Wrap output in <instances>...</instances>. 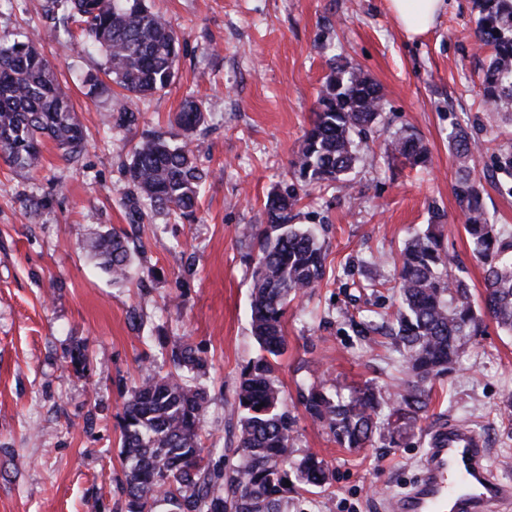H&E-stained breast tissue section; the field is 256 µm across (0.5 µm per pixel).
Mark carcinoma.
<instances>
[{
	"label": "carcinoma",
	"mask_w": 512,
	"mask_h": 512,
	"mask_svg": "<svg viewBox=\"0 0 512 512\" xmlns=\"http://www.w3.org/2000/svg\"><path fill=\"white\" fill-rule=\"evenodd\" d=\"M475 36L491 50L483 70L484 105L512 121V0H475ZM66 21L77 24L84 41L105 57L104 69L87 72L82 84L93 90L108 78L130 102L165 91L176 76L178 36L154 13L148 0H66ZM37 36L25 32L0 41V156L20 171L36 169L42 140L69 160L84 148L85 131L69 95L39 52ZM384 93L362 69L345 59L333 62L319 90L311 127L292 162L296 180L327 189L343 181L359 160L362 142L383 112ZM205 122L196 99L185 100L171 125L190 133ZM458 170L453 193L466 217L472 252L483 264L482 306L476 307L444 245L443 215L433 212L425 231L401 249L394 280H372L370 288H392L399 306L394 335L402 347L407 377L393 391L369 383L346 388L313 384L301 395L304 411L322 423L344 448L396 443L413 429L431 402L429 383L450 371L489 319L512 335V232L493 224L473 175L482 144L458 125L448 137ZM200 144L175 133L145 136L133 148L127 176L140 200L182 219L195 217L210 171L198 163ZM394 159L425 165L428 149L414 133L397 134L385 147ZM494 173L512 193V144L493 154ZM300 200L296 187L275 189L265 205L266 222L250 224L244 235L257 246L250 301L252 335L258 356L241 373L236 391L240 409L239 463L228 466L224 449L201 448L207 393L187 379L207 361L177 337L160 346L171 368L152 370L132 390L122 417L126 467L120 512H283L288 494L302 486L324 490L329 471L314 454L292 456L294 419L283 409L276 383L279 358L287 351L284 318L300 295L313 292L326 275V255L314 236L292 224ZM102 268L115 281L131 264L127 241L117 230L90 243Z\"/></svg>",
	"instance_id": "carcinoma-1"
}]
</instances>
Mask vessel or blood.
<instances>
[{"instance_id": "vessel-or-blood-1", "label": "vessel or blood", "mask_w": 512, "mask_h": 512, "mask_svg": "<svg viewBox=\"0 0 512 512\" xmlns=\"http://www.w3.org/2000/svg\"><path fill=\"white\" fill-rule=\"evenodd\" d=\"M484 441L473 430L444 423L430 433L420 481L395 499L394 512H496L512 503V484L488 471Z\"/></svg>"}]
</instances>
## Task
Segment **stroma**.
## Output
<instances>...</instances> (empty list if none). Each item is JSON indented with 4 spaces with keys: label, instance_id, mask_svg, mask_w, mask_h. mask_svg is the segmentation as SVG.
<instances>
[{
    "label": "stroma",
    "instance_id": "1",
    "mask_svg": "<svg viewBox=\"0 0 512 512\" xmlns=\"http://www.w3.org/2000/svg\"><path fill=\"white\" fill-rule=\"evenodd\" d=\"M48 0H0V40L36 30L40 50L70 91L87 141L78 161L52 142L34 172L0 158V512H118L125 481L121 415L146 366L168 367L158 339L181 336L208 361L197 384L209 396L203 446L237 463L236 390L257 354L250 293L256 252L242 230L265 219L269 192L293 182L291 162L309 127L332 55L357 64L383 88L386 108L345 188L300 189L295 223L315 231L327 277L295 300L284 321L288 349L278 383L296 418L295 456L313 453L333 472L321 495L298 489L288 512H392L396 496L420 479L430 430L454 422L484 438L488 464L512 482V335L487 324L455 366L431 384L428 412L402 443L340 447L299 402L320 381L370 382L391 389L405 375L393 340L359 335L366 310L397 305L393 291L363 289L369 254L390 261L405 242L444 215L445 245L481 299L483 267L463 229L452 192L454 124L483 145L474 170L497 224L512 230V196L484 175L492 151L512 142V124L481 103L489 58L475 38L474 0H444L434 27L405 37L387 0H151L178 35L177 76L165 92L130 102L135 124L120 121L112 85L88 94L80 82L103 64L47 19ZM202 101L200 162L213 170L196 219L149 209L130 214L126 174L143 136L169 129L187 98ZM427 145L426 166L388 160L401 131ZM118 230L131 250L127 281L116 283L85 244ZM83 349L85 373L69 362Z\"/></svg>",
    "mask_w": 512,
    "mask_h": 512
}]
</instances>
